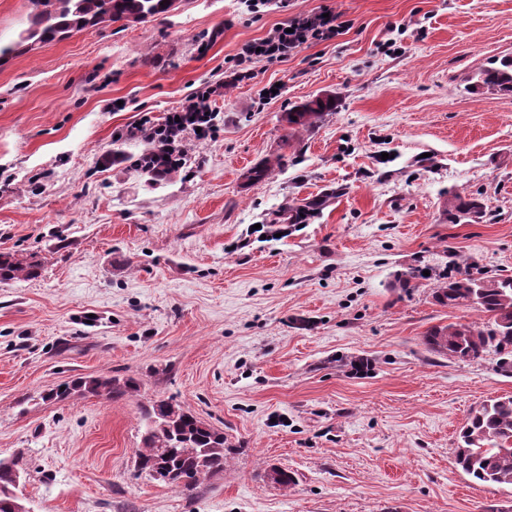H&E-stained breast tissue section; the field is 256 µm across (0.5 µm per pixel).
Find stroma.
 I'll return each mask as SVG.
<instances>
[{
    "instance_id": "1",
    "label": "stroma",
    "mask_w": 512,
    "mask_h": 512,
    "mask_svg": "<svg viewBox=\"0 0 512 512\" xmlns=\"http://www.w3.org/2000/svg\"><path fill=\"white\" fill-rule=\"evenodd\" d=\"M324 7L344 34L255 63L213 97V131L186 141L182 168L140 173L146 143L128 127ZM509 53L512 0H180L1 62L0 254L41 269L0 284V457L25 463L31 512H512L511 488L455 464L471 413L512 396V377L495 353L460 361L423 343L479 317L435 302L445 274L512 276V94L469 88ZM326 94L338 108L297 135V161L246 185L283 152L289 110ZM338 186L287 237H253L268 210ZM449 192L489 218L449 223ZM414 266L418 287H394ZM98 376L140 390L44 398ZM160 397L233 446L189 493L135 467L141 408ZM288 162V156L279 154L273 158L256 164L244 174L245 179L251 185H258L269 179L275 169H282Z\"/></svg>"
}]
</instances>
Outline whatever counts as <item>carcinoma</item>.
Wrapping results in <instances>:
<instances>
[{"label": "carcinoma", "instance_id": "carcinoma-1", "mask_svg": "<svg viewBox=\"0 0 512 512\" xmlns=\"http://www.w3.org/2000/svg\"><path fill=\"white\" fill-rule=\"evenodd\" d=\"M29 26L17 41L0 45V62L6 60L17 46L62 40L73 32L89 30L102 23L143 21L165 14L175 0H33ZM485 88L512 93V56L495 58L479 68L471 77L470 90ZM336 110V99L319 96L298 104L288 112L292 130L313 128L325 114ZM162 150L152 146L138 159L141 173L156 177ZM288 156L279 154L256 164L244 174L251 185L269 179L283 168ZM339 187L319 199L292 200L265 214L262 225L275 236L288 226L305 224L320 214L326 204L343 195ZM448 223L456 224L463 217H485L484 204L476 198L464 199L455 194L448 197ZM37 260L19 261L0 255V282L37 275ZM423 278V269L410 267L397 274L399 287L414 288ZM435 302L450 308L474 309L489 316L488 322H455L430 329L423 342L436 353L460 360H475L494 351L501 355L499 371L512 374V276L474 278L466 272L448 276L435 289ZM140 382L133 378L120 381L112 377L78 378L47 396L65 399L72 394H91L108 401L135 393ZM143 427L141 448L136 450L139 471L146 472L158 461L168 468V486L192 492L207 478L224 472L229 454L227 439L195 414L170 399H158L141 411ZM455 463L461 471L478 483L512 487V396L493 398L469 417L459 435Z\"/></svg>", "mask_w": 512, "mask_h": 512}]
</instances>
